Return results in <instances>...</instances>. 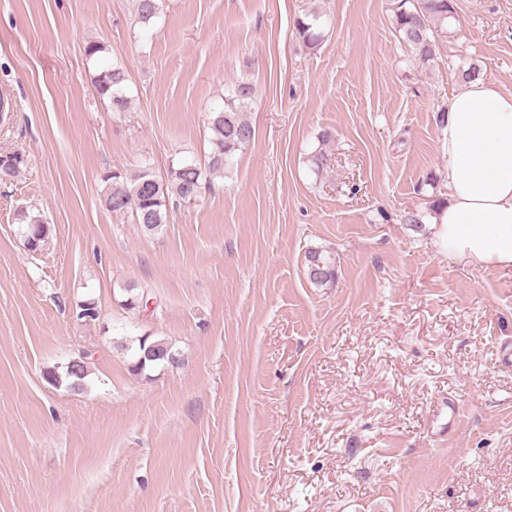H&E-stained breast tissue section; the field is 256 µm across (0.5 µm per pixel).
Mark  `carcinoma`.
I'll use <instances>...</instances> for the list:
<instances>
[{
  "mask_svg": "<svg viewBox=\"0 0 512 512\" xmlns=\"http://www.w3.org/2000/svg\"><path fill=\"white\" fill-rule=\"evenodd\" d=\"M134 10L137 23L146 26L158 17L159 0H135ZM392 12L394 29L400 42L415 54L421 66H431L436 43L448 33V21L454 17L453 0H392ZM318 20L319 15L313 12L295 21V29L303 44L313 46L319 41ZM125 81V71L118 66L100 72L95 78L97 93L110 101L114 112L129 109L130 100L124 91ZM255 94V84L241 80L225 91L223 106L210 112L209 129L212 135L207 164L200 166L193 161H181L169 167L164 180L147 166L132 175L120 171L106 173L103 176L105 208L115 214L132 215L135 223L147 232L156 231L169 223L171 205L197 199L211 184L212 176L224 174L236 154L251 143L255 130L247 105ZM26 164L27 157L19 150L0 153V178L17 176ZM19 221L29 250H41L49 232L41 215L23 210L19 213ZM304 264L307 279L317 286L336 277L334 259L322 250H308ZM137 357L143 358V361L136 360L130 365L135 374L155 364L178 363L177 353L168 343L152 340L148 336L139 339ZM88 373L87 362L80 359L68 362L62 373L47 370L44 376L53 385L67 380L75 388L83 386Z\"/></svg>",
  "mask_w": 512,
  "mask_h": 512,
  "instance_id": "cac0c4a2",
  "label": "carcinoma"
}]
</instances>
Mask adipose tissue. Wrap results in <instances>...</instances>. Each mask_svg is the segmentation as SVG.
Wrapping results in <instances>:
<instances>
[{
    "mask_svg": "<svg viewBox=\"0 0 512 512\" xmlns=\"http://www.w3.org/2000/svg\"><path fill=\"white\" fill-rule=\"evenodd\" d=\"M441 130L447 195L431 217L437 246L453 258L512 268V96L467 82Z\"/></svg>",
    "mask_w": 512,
    "mask_h": 512,
    "instance_id": "ef3b65f1",
    "label": "adipose tissue"
}]
</instances>
